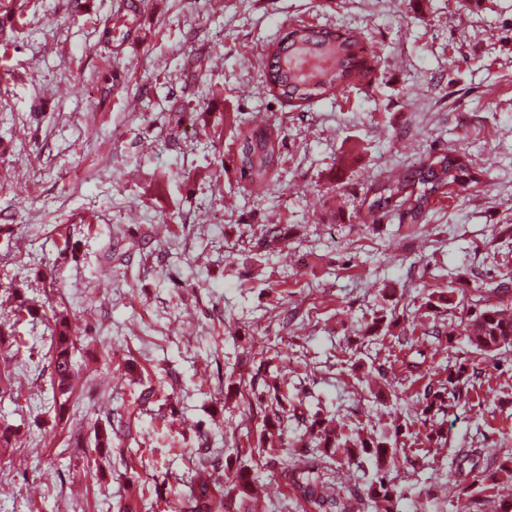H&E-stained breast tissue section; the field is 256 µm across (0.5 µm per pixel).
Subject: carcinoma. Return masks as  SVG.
Listing matches in <instances>:
<instances>
[{
    "label": "carcinoma",
    "instance_id": "carcinoma-1",
    "mask_svg": "<svg viewBox=\"0 0 512 512\" xmlns=\"http://www.w3.org/2000/svg\"><path fill=\"white\" fill-rule=\"evenodd\" d=\"M362 47L358 35L352 31L334 28H316L299 25L288 29L282 38L269 46L263 65L262 90L295 106H306L314 101L343 92L367 73L364 67L357 68L352 62L354 50ZM238 172L243 183L254 191H261L267 184L278 159L277 143L270 130L254 125L239 133ZM478 180L470 169V161L463 153L450 149L444 153L429 155L418 165L408 167L385 180L375 182L367 188L364 196L366 214L375 217L391 211L399 212L400 222L420 224L429 211L431 198L445 196L449 188L465 192ZM262 232L267 245L277 246L285 239L286 228L277 224L263 225ZM454 291L434 290L424 302L427 309L437 311L453 304ZM394 317L382 314L368 323L366 335L378 336L389 331ZM463 336L476 350L485 355L496 354L512 347V307L495 305L479 307L478 312L468 317ZM73 336L66 316L56 314L51 327L50 382L54 407L61 415L68 410L73 391ZM479 371L461 364L437 386L424 394L423 413L426 418L445 415L448 409L459 404L474 387ZM269 400L257 435L256 447H264V436L269 427L281 425V416L286 413L288 395L280 387L266 385L261 392ZM316 447L332 454L339 448L345 449L350 459L369 457L375 461L378 476L365 488V496L340 495L331 491L319 467L310 461L295 466L285 473L295 494L302 500L304 512H360L364 501L381 499L388 504L385 512L394 508L396 488L387 478L385 469L395 455L398 439L405 436L395 430L390 438L373 439L360 435L352 436L340 432V426L333 419L316 417L304 425ZM467 482V504L461 512H477V495L486 490L491 475L486 471L469 469L463 473ZM232 489L249 496L252 484L243 470L226 475ZM224 498V487L202 474L197 476L190 487L189 502L199 507V502L211 508L215 498Z\"/></svg>",
    "mask_w": 512,
    "mask_h": 512
}]
</instances>
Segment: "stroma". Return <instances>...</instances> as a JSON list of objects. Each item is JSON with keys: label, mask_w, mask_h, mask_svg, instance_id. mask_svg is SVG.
Here are the masks:
<instances>
[{"label": "stroma", "mask_w": 512, "mask_h": 512, "mask_svg": "<svg viewBox=\"0 0 512 512\" xmlns=\"http://www.w3.org/2000/svg\"><path fill=\"white\" fill-rule=\"evenodd\" d=\"M15 15L0 42V322L16 336L0 346V512H178L202 468L249 472L253 497L225 499L236 512H303L285 470L309 460L362 492L374 462L324 457L295 419L257 452L272 376L301 416L409 432L399 512H458L461 471L512 455V348L488 360L460 335L474 278L507 282L487 302L512 305V0H17ZM297 24L360 33L371 84L303 107L259 92L262 55ZM256 121L280 148L260 192L236 161ZM450 148L474 191L415 226L365 222L370 181ZM265 224L285 242L266 247ZM451 284L457 307L422 318ZM17 288L33 316L15 318ZM57 311L76 337L61 421ZM391 312L392 338L360 342ZM418 351L428 370L406 377ZM461 362L475 390L424 420V385ZM106 423L109 452L73 448Z\"/></svg>", "instance_id": "obj_1"}]
</instances>
